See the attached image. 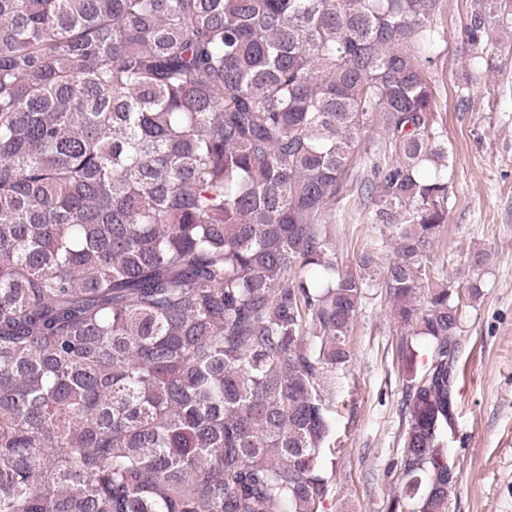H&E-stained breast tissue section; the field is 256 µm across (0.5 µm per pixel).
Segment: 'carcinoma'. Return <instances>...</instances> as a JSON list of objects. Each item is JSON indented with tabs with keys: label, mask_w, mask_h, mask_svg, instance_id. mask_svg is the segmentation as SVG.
<instances>
[{
	"label": "carcinoma",
	"mask_w": 512,
	"mask_h": 512,
	"mask_svg": "<svg viewBox=\"0 0 512 512\" xmlns=\"http://www.w3.org/2000/svg\"><path fill=\"white\" fill-rule=\"evenodd\" d=\"M468 60L512 0H473ZM445 0H0V512H325L324 375L401 327L403 486L448 512ZM397 229L345 264L336 221ZM411 336H425L418 372Z\"/></svg>",
	"instance_id": "obj_1"
}]
</instances>
